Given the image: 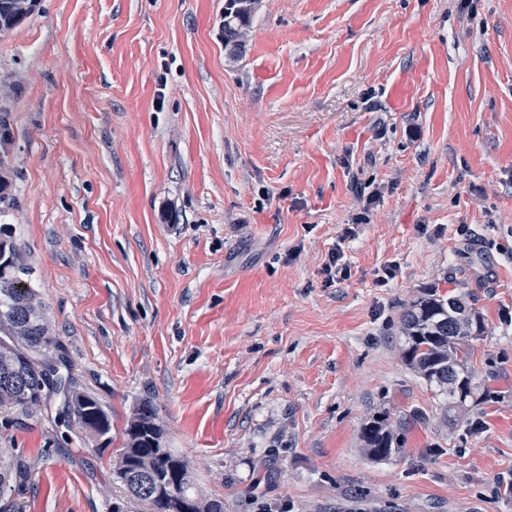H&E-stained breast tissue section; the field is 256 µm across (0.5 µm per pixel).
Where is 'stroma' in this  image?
<instances>
[{"label":"stroma","mask_w":512,"mask_h":512,"mask_svg":"<svg viewBox=\"0 0 512 512\" xmlns=\"http://www.w3.org/2000/svg\"><path fill=\"white\" fill-rule=\"evenodd\" d=\"M225 3L39 0L0 33V224L112 420L13 411V500L109 512L148 402L224 512H512V0H260L234 60ZM432 288L485 326L491 397L450 420L402 361ZM361 438L368 455L373 459H385L395 451V440L385 420L373 419L361 431Z\"/></svg>","instance_id":"obj_1"}]
</instances>
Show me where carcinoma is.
<instances>
[{"instance_id": "cac0c4a2", "label": "carcinoma", "mask_w": 512, "mask_h": 512, "mask_svg": "<svg viewBox=\"0 0 512 512\" xmlns=\"http://www.w3.org/2000/svg\"><path fill=\"white\" fill-rule=\"evenodd\" d=\"M259 0H227L224 6V49L231 56L243 47ZM35 0H0V31L10 30L36 8ZM0 252L10 258L11 275L0 276V407L25 413L60 406V415L73 420L87 434L112 430L109 415L92 395L79 389L66 347L51 335L43 307L30 287L33 268L25 261L12 228L0 224ZM402 357L414 372L439 387L448 397L445 418L476 397L478 385L468 364L473 343L484 335L481 317L455 295L429 292L405 305L401 315ZM126 443L113 469L129 498L144 502L150 512H181L185 501L196 512H224V498L205 496L195 489V477L183 456L165 447L164 430L155 408L144 403L127 422ZM361 438L368 455L385 459L395 451L394 436L385 420L366 424ZM151 460L152 471L165 485L142 496L127 483L122 466ZM33 470L9 450L0 448V512H20L12 501L15 488L31 480Z\"/></svg>"}]
</instances>
